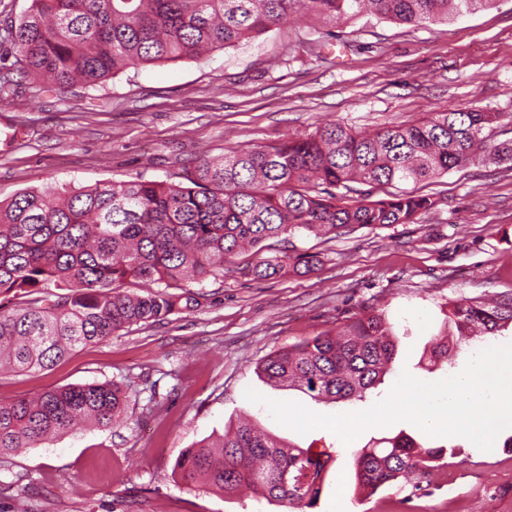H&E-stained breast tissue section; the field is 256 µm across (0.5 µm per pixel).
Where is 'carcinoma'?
I'll return each instance as SVG.
<instances>
[{"label": "carcinoma", "mask_w": 512, "mask_h": 512, "mask_svg": "<svg viewBox=\"0 0 512 512\" xmlns=\"http://www.w3.org/2000/svg\"><path fill=\"white\" fill-rule=\"evenodd\" d=\"M497 2L32 0L24 15L0 26V101L19 81L42 79L45 91L56 92L76 83L94 86L129 68L197 59L256 39L300 13L333 28L364 13L427 25ZM494 119L491 112H433L421 123L373 134L333 122L305 137L200 158L177 182L137 177L26 190L0 201V369L46 370L79 346L190 311L205 294L186 284L226 271L268 280L317 269L313 253L263 256L269 240L413 222L436 200L413 191L354 197L352 184L436 179L475 162L483 148L511 163L512 141L489 145L483 136ZM510 327L512 292L492 302L450 300L431 360L450 361V336L496 335ZM396 355L385 318L365 311L334 333L272 352L258 370L267 383L313 399L362 401L393 370ZM125 413L123 387L112 382L0 401V455L51 441L80 422L110 428ZM460 454L401 432L356 452V486L373 494L402 481L414 496L445 458ZM333 461L327 450L293 445L246 419L185 449L175 473L192 490L234 494L256 487L270 501L315 512Z\"/></svg>", "instance_id": "carcinoma-1"}]
</instances>
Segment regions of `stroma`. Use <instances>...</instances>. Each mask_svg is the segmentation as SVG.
<instances>
[{
    "label": "stroma",
    "mask_w": 512,
    "mask_h": 512,
    "mask_svg": "<svg viewBox=\"0 0 512 512\" xmlns=\"http://www.w3.org/2000/svg\"><path fill=\"white\" fill-rule=\"evenodd\" d=\"M325 31L298 18L207 58L129 69L96 87L47 93L23 83L0 102V200L138 176L173 181L200 156L277 143L329 121L364 131L476 110L498 113L485 130L491 140H512V0L447 23L364 16L336 38ZM411 190L437 201L413 223L273 242L276 251L318 255L310 275L257 281L228 272L204 282L194 310L118 331L47 370L0 371V400L105 381L127 392L124 421L85 425L1 461L0 512H298L178 482L174 467L185 448L245 416L301 447L335 453L319 512H408L413 504L425 512H512L510 428L489 452L406 421L364 430L347 446L323 428L299 434L244 397L251 387L317 414L350 413V405L267 384L257 365L365 310L385 316L398 348L393 373L365 406L385 398L402 372L428 382L450 375L425 353L448 299L512 291V165L487 157L433 181L369 192L380 199ZM401 431L430 446L462 447L448 461L455 482H432L415 495L397 484L371 496L357 489L353 450ZM477 483L484 492L470 494Z\"/></svg>",
    "instance_id": "35a3bbf8"
}]
</instances>
